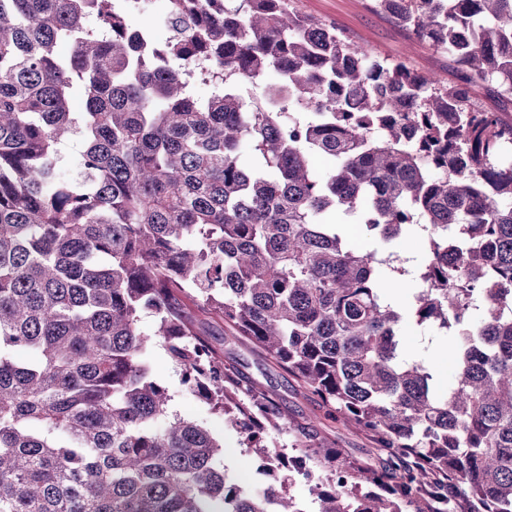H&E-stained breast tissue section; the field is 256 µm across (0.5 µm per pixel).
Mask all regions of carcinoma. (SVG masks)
Instances as JSON below:
<instances>
[{"mask_svg": "<svg viewBox=\"0 0 512 512\" xmlns=\"http://www.w3.org/2000/svg\"><path fill=\"white\" fill-rule=\"evenodd\" d=\"M164 2L160 40L132 24L136 0H0V512H304L281 474L279 396L199 310L375 450L294 426L314 512H512V119L469 90L512 99V0H373L448 53L453 85L288 0ZM350 220L379 248H351ZM408 236L417 264L395 250ZM408 276L411 303L389 302ZM145 314L182 383L261 458L263 493L170 412ZM412 323L448 338L442 394L403 354ZM487 84L476 79L471 83L472 100L488 112H508L504 115L510 118L512 115V103L504 101L488 91Z\"/></svg>", "mask_w": 512, "mask_h": 512, "instance_id": "cac0c4a2", "label": "carcinoma"}]
</instances>
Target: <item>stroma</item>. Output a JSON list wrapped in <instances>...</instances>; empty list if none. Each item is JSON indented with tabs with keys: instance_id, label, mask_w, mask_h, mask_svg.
I'll use <instances>...</instances> for the list:
<instances>
[{
	"instance_id": "1",
	"label": "stroma",
	"mask_w": 512,
	"mask_h": 512,
	"mask_svg": "<svg viewBox=\"0 0 512 512\" xmlns=\"http://www.w3.org/2000/svg\"><path fill=\"white\" fill-rule=\"evenodd\" d=\"M289 6L298 14L335 27L352 42L368 45L379 58L405 63L422 75L449 83L457 79L455 66L447 53L419 42L411 31L374 9L372 0H290ZM205 322L217 342L232 349L251 379L275 390L287 418L328 433L338 446L351 454L360 456L366 452L369 444L363 434L342 423L326 420L320 399L301 387L288 372L266 360L250 341L234 339L230 328L218 317H206ZM401 340L407 355L428 359L441 386L453 383L454 366L446 341L413 326L404 329ZM147 360L153 376L170 388L171 410L211 431L222 444L219 459L229 474L248 483L254 492H262L266 478L258 473L254 455L240 447L235 429L182 385L180 370L160 344L152 345Z\"/></svg>"
}]
</instances>
